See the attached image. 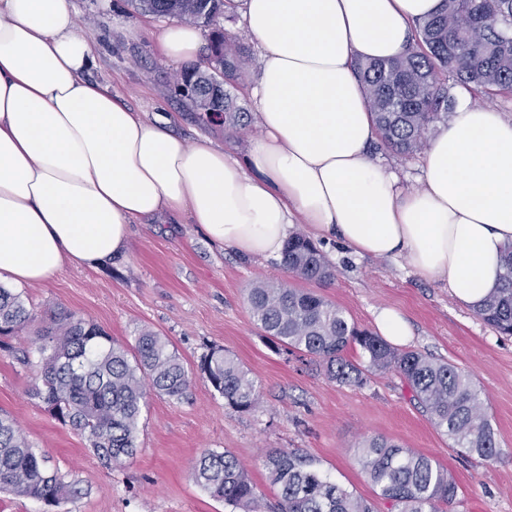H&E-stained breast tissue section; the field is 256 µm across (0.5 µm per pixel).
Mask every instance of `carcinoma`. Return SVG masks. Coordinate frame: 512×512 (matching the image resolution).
Here are the masks:
<instances>
[{
	"instance_id": "cac0c4a2",
	"label": "carcinoma",
	"mask_w": 512,
	"mask_h": 512,
	"mask_svg": "<svg viewBox=\"0 0 512 512\" xmlns=\"http://www.w3.org/2000/svg\"><path fill=\"white\" fill-rule=\"evenodd\" d=\"M228 0H132L138 11L176 17L211 28L207 55L224 52V95L212 92L197 65L181 73V83L196 82L184 93L202 118L224 116V125L242 126L244 113L230 89L242 78V52L217 29ZM417 36L392 60H359L355 67L380 132L379 147L412 157L426 146L427 134L447 123L455 106L451 88L460 85L491 96L512 94V0H443L441 9L415 24ZM281 265L293 278L314 283L334 279V270L317 247L293 233ZM507 272L485 299L478 315L499 333L512 335V250ZM252 319L272 344L310 357L325 375L360 387L368 375L393 371L427 411L433 426L457 448L485 461L500 456L494 429L483 410L471 375L418 351L391 346L358 328L323 296L286 281L259 282L249 289ZM34 321L21 295L0 285V348ZM357 345L365 364L345 356ZM41 383L33 396L53 418L70 427L93 449L100 463L121 467L138 451L137 439L146 388L173 400L185 398L192 380L170 342L150 330L135 338L133 349L94 323L58 307L37 334ZM201 378L237 412L252 410L259 399L256 381L220 347L198 365ZM357 462L377 498L389 512H449L457 486L448 469L429 457L380 437L364 440ZM263 466L278 488L274 512H374V506L330 480L307 454L278 450ZM196 482L212 497L241 512H261L260 495L247 469L230 451H210L193 468ZM0 491L55 506L81 491L49 470L17 420L0 413Z\"/></svg>"
}]
</instances>
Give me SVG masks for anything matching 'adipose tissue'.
Wrapping results in <instances>:
<instances>
[{
    "mask_svg": "<svg viewBox=\"0 0 512 512\" xmlns=\"http://www.w3.org/2000/svg\"><path fill=\"white\" fill-rule=\"evenodd\" d=\"M262 48L263 129L246 162L194 145L90 82L95 54L71 0H0V278L44 282L63 264L129 248L131 225L189 216L242 256L277 257L296 223L355 254L403 257L478 310L512 250V121L460 92L419 190L366 148L379 131L356 60L391 59L442 0H239ZM165 54L197 64L204 35L175 23Z\"/></svg>",
    "mask_w": 512,
    "mask_h": 512,
    "instance_id": "ef3b65f1",
    "label": "adipose tissue"
}]
</instances>
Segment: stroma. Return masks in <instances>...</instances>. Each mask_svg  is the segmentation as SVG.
<instances>
[{
	"mask_svg": "<svg viewBox=\"0 0 512 512\" xmlns=\"http://www.w3.org/2000/svg\"><path fill=\"white\" fill-rule=\"evenodd\" d=\"M72 4L79 26L96 45L90 80L109 87L147 118H173L174 132L186 142L206 136L228 156L246 157L258 127L229 130L200 122L180 96L174 79L184 66L168 58L156 41L167 19L138 13L129 0ZM221 24L243 52L236 104L255 112L247 89L258 80L262 49L248 36L242 13L225 14ZM320 248L335 278L314 285V292L372 332L376 312L395 309L411 327L403 348L471 373L501 449L496 461L453 448L395 372H377L364 386H347L299 354L274 349L253 322L246 295L257 282L286 279L278 259L221 250L198 225L152 219L133 225L126 254L92 266L67 263L51 279L20 287L36 320L11 338L10 349L0 348V410L17 419L48 467L77 483L81 496L48 507L0 493V512H228L193 477L204 453L224 449L247 466L263 512H271L277 501L262 465L263 456L274 450H302L337 484L371 500L375 493L356 450L363 439L375 436L447 468L458 487L451 512H512V336L500 335L405 259L357 257L335 241ZM57 307L94 321L130 346L141 330H151L170 341L190 372L210 348H224L255 379L259 403L248 412L233 411L200 379L182 401L148 392L135 458L106 468L80 435L32 395L38 382L33 341L39 319ZM17 348L30 351L28 363L16 360Z\"/></svg>",
	"mask_w": 512,
	"mask_h": 512,
	"instance_id": "35a3bbf8",
	"label": "stroma"
}]
</instances>
